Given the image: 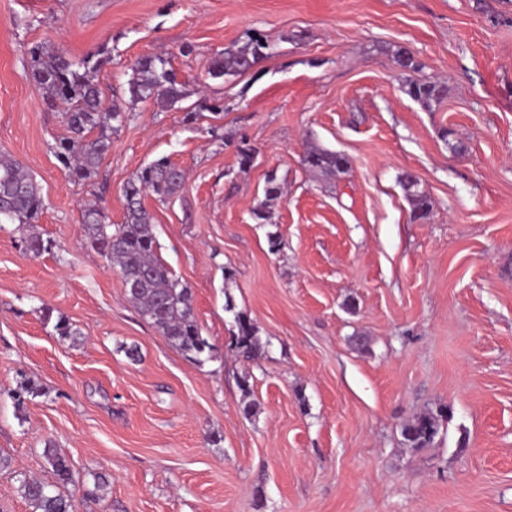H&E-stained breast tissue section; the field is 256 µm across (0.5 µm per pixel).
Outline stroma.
<instances>
[{
  "mask_svg": "<svg viewBox=\"0 0 512 512\" xmlns=\"http://www.w3.org/2000/svg\"><path fill=\"white\" fill-rule=\"evenodd\" d=\"M254 34L271 55L209 77ZM37 43L111 53L97 81L126 120L95 183L55 156ZM159 53L185 92L166 112L127 93ZM425 78L448 85L429 109L406 92ZM312 145L345 172L310 171ZM1 151L45 208L0 224V512H31L17 473L53 483L48 439L80 475L77 512H512V0H0ZM162 156L184 184L144 203L212 346L200 363L139 315L82 227L91 200L121 223L124 184ZM32 233L53 251L27 252ZM239 312L258 330L251 361ZM427 412L434 444L408 448L402 425ZM403 186L412 204L415 217L423 218L427 216L432 204L427 194L418 189V180L411 175H406L403 179ZM238 334L236 348L245 360H253L258 353V345L254 338V328L244 317L237 315Z\"/></svg>",
  "mask_w": 512,
  "mask_h": 512,
  "instance_id": "1",
  "label": "stroma"
}]
</instances>
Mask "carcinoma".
Segmentation results:
<instances>
[{
    "mask_svg": "<svg viewBox=\"0 0 512 512\" xmlns=\"http://www.w3.org/2000/svg\"><path fill=\"white\" fill-rule=\"evenodd\" d=\"M270 44L251 35L243 44L217 54L207 65L212 79L236 77L251 69L269 55ZM32 76L43 91L48 107L58 110L66 134L56 143L57 159L73 178L87 181L97 175L112 147V136L123 125L125 112L113 104L105 105L96 75L107 62L101 54L70 61L47 45L30 50ZM131 103L152 100L167 110L179 102L184 92L169 61L163 55L146 56L132 67L128 82ZM408 95L430 108L440 104L448 94L447 85L438 80L412 81ZM304 164L325 177L345 171L346 157L320 146H310ZM185 174L169 158L161 157L134 174L124 185L126 201L124 221L112 223L101 208L90 205L82 215L85 236L90 245L118 269L125 293L166 340L186 357L199 362L211 345L196 320L190 289L181 285L157 255L153 216L142 198L150 193L164 202L182 187ZM403 186L417 218L427 216L431 201L418 189L411 175ZM44 208L40 188L23 166L0 153V221L11 224H35ZM236 348L239 355L252 360L258 353L254 328L244 317L237 316ZM438 435L435 415L422 414L401 427V436L409 448L421 450L433 445ZM43 457L60 488L77 482L68 458L50 441L45 443ZM19 491L32 512H75L74 499L60 491H52L42 481L24 477Z\"/></svg>",
    "mask_w": 512,
    "mask_h": 512,
    "instance_id": "carcinoma-1",
    "label": "carcinoma"
}]
</instances>
